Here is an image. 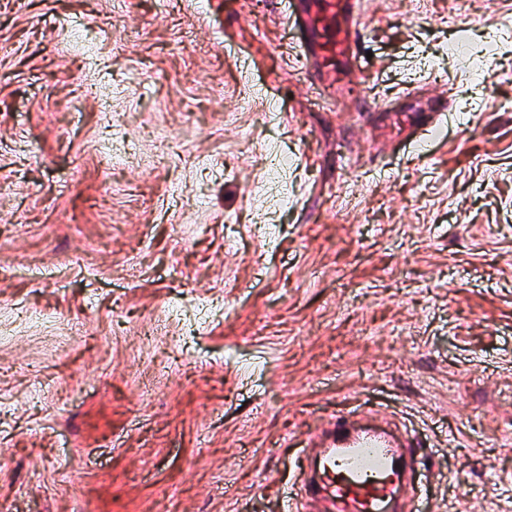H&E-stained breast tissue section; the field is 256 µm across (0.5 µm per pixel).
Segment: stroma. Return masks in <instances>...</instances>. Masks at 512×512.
Segmentation results:
<instances>
[{
  "instance_id": "obj_1",
  "label": "stroma",
  "mask_w": 512,
  "mask_h": 512,
  "mask_svg": "<svg viewBox=\"0 0 512 512\" xmlns=\"http://www.w3.org/2000/svg\"><path fill=\"white\" fill-rule=\"evenodd\" d=\"M358 2L0 0V512H291L339 413L512 512V0ZM350 1V0H349ZM349 14L344 29L336 31L335 0H321L323 16L321 19V31L326 38V44L332 53L351 54L355 57L361 45V32L358 24V14L353 9L355 2L350 1Z\"/></svg>"
}]
</instances>
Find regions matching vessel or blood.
<instances>
[{"instance_id":"1","label":"vessel or blood","mask_w":512,"mask_h":512,"mask_svg":"<svg viewBox=\"0 0 512 512\" xmlns=\"http://www.w3.org/2000/svg\"><path fill=\"white\" fill-rule=\"evenodd\" d=\"M321 31L331 52L357 54L356 12L337 28L335 0H321ZM297 496L324 512H414L404 488L415 465L408 433L392 421L376 424L337 416L309 442Z\"/></svg>"}]
</instances>
